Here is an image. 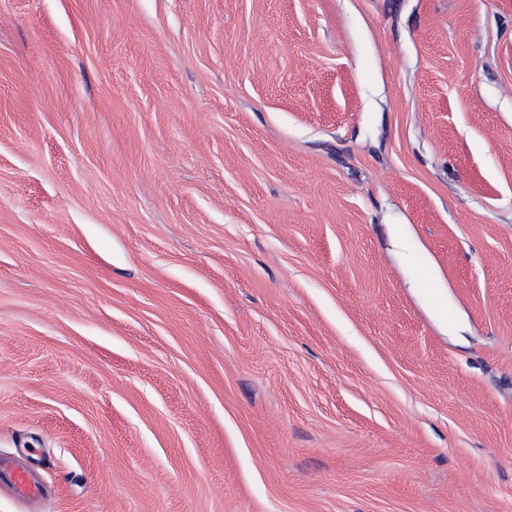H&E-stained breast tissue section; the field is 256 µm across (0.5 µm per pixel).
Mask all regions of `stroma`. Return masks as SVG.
<instances>
[{"instance_id": "obj_1", "label": "stroma", "mask_w": 512, "mask_h": 512, "mask_svg": "<svg viewBox=\"0 0 512 512\" xmlns=\"http://www.w3.org/2000/svg\"><path fill=\"white\" fill-rule=\"evenodd\" d=\"M0 512H512V0H0ZM0 471L9 474L11 483L20 496L36 499L42 495L41 486L32 480L28 468L19 461L4 462L0 458Z\"/></svg>"}]
</instances>
